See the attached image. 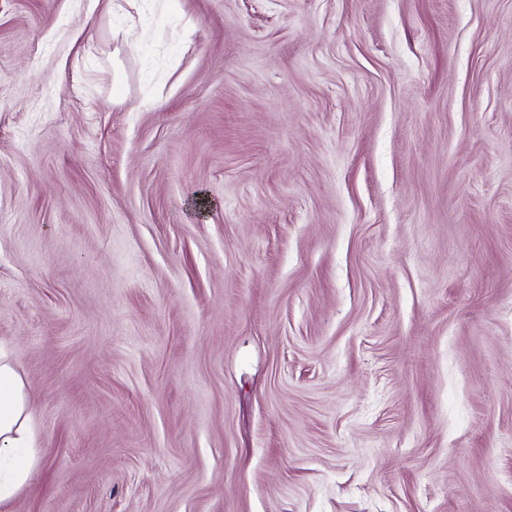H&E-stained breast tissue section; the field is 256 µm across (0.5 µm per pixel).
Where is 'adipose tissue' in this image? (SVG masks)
I'll return each instance as SVG.
<instances>
[{"label": "adipose tissue", "mask_w": 512, "mask_h": 512, "mask_svg": "<svg viewBox=\"0 0 512 512\" xmlns=\"http://www.w3.org/2000/svg\"><path fill=\"white\" fill-rule=\"evenodd\" d=\"M35 460L25 384L6 355L0 353V502L27 484Z\"/></svg>", "instance_id": "ef3b65f1"}]
</instances>
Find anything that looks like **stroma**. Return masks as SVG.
Instances as JSON below:
<instances>
[{
  "label": "stroma",
  "instance_id": "stroma-1",
  "mask_svg": "<svg viewBox=\"0 0 512 512\" xmlns=\"http://www.w3.org/2000/svg\"><path fill=\"white\" fill-rule=\"evenodd\" d=\"M0 512H512V0H0ZM17 448H26L16 456ZM32 413L25 384L6 355L0 352V502L28 482L35 464Z\"/></svg>",
  "mask_w": 512,
  "mask_h": 512
}]
</instances>
